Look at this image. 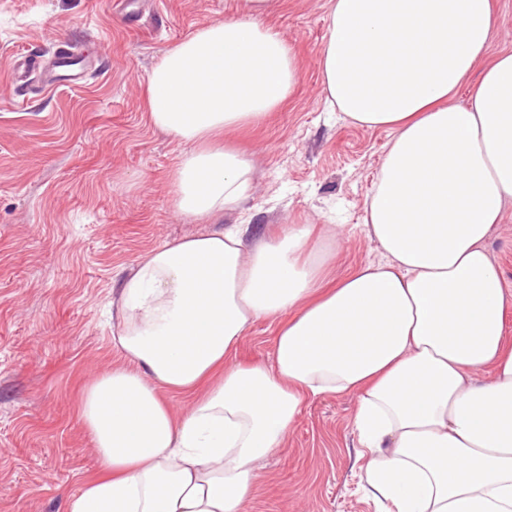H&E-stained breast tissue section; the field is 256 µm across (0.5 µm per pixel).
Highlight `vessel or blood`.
Masks as SVG:
<instances>
[{
	"instance_id": "vessel-or-blood-1",
	"label": "vessel or blood",
	"mask_w": 512,
	"mask_h": 512,
	"mask_svg": "<svg viewBox=\"0 0 512 512\" xmlns=\"http://www.w3.org/2000/svg\"><path fill=\"white\" fill-rule=\"evenodd\" d=\"M109 53L104 42H96L92 51L62 43L48 55L21 57L15 66L26 75L37 76L44 86L77 87L84 83L91 70L102 69Z\"/></svg>"
}]
</instances>
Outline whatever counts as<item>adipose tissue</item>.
<instances>
[{"label":"adipose tissue","mask_w":512,"mask_h":512,"mask_svg":"<svg viewBox=\"0 0 512 512\" xmlns=\"http://www.w3.org/2000/svg\"><path fill=\"white\" fill-rule=\"evenodd\" d=\"M278 2L240 0L145 79L150 124L181 147L171 206L206 230L148 250L120 283L123 362L80 390L97 464L67 512H244L259 461L327 394L356 395L386 512H512V292L485 247L512 201V51L488 54L491 0H328L326 99L391 133L362 226L383 259L337 280L322 249L335 225L211 227L256 176L225 133L262 126L299 81L297 51L262 21ZM261 321L271 362H235Z\"/></svg>","instance_id":"obj_1"}]
</instances>
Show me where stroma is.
<instances>
[{"mask_svg": "<svg viewBox=\"0 0 512 512\" xmlns=\"http://www.w3.org/2000/svg\"><path fill=\"white\" fill-rule=\"evenodd\" d=\"M238 0H0V512H65L96 468L80 387L120 364L105 315L139 256L199 232L170 206L180 146L158 134L142 84L162 53ZM300 55L296 92L235 140L258 175L244 213L272 224H334L332 277L379 261L360 225L390 133L327 109L320 49L327 0H280L263 19ZM103 39L106 73L16 106L13 64L31 51ZM512 291V202L485 242ZM354 395L309 403L281 454L261 464L247 512H382L351 425Z\"/></svg>", "mask_w": 512, "mask_h": 512, "instance_id": "35a3bbf8", "label": "stroma"}]
</instances>
